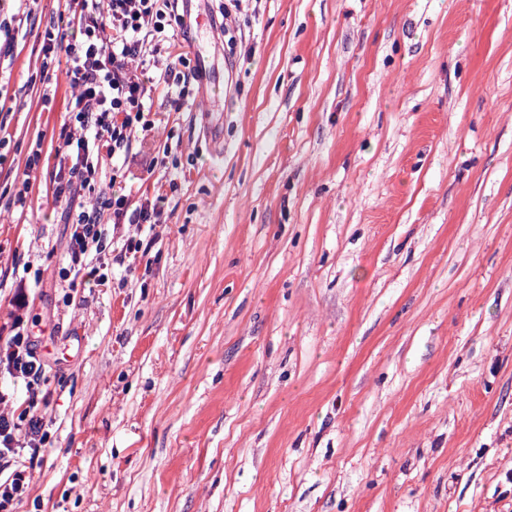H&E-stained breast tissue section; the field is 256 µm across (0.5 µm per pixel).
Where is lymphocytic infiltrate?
I'll return each mask as SVG.
<instances>
[{
	"instance_id": "1",
	"label": "lymphocytic infiltrate",
	"mask_w": 512,
	"mask_h": 512,
	"mask_svg": "<svg viewBox=\"0 0 512 512\" xmlns=\"http://www.w3.org/2000/svg\"><path fill=\"white\" fill-rule=\"evenodd\" d=\"M78 33L68 46L71 65L66 79L72 89L67 103L68 124L59 137L57 155L70 160L58 174L54 194L80 189L95 196L90 209L72 220L67 264L59 271L66 287L65 303L81 283L105 285L106 234L104 219L113 225L160 223L166 198L157 194L131 207L123 187L125 177L113 170L112 194L103 197L105 159L128 152L137 128H150L145 102L156 90L153 77L137 62L145 53L159 54L168 29L186 28L171 0H79ZM0 373L23 383L28 397L17 402L0 391V512H17L30 496L31 465L46 448L45 410L52 398L47 365L23 318H14L8 335L0 336Z\"/></svg>"
}]
</instances>
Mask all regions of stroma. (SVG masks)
<instances>
[{
    "label": "stroma",
    "mask_w": 512,
    "mask_h": 512,
    "mask_svg": "<svg viewBox=\"0 0 512 512\" xmlns=\"http://www.w3.org/2000/svg\"><path fill=\"white\" fill-rule=\"evenodd\" d=\"M218 6L172 42L223 102L156 90L113 161L156 243L68 306L77 5L0 0V328L24 288L53 391L19 512H512V0H242L233 49ZM166 196L157 194L151 198L145 197L141 200L129 216V224H135L137 231L143 224H150V227L161 223V217L164 212Z\"/></svg>",
    "instance_id": "obj_1"
}]
</instances>
